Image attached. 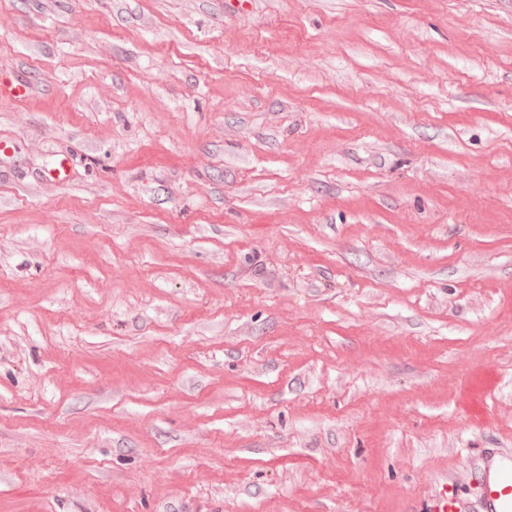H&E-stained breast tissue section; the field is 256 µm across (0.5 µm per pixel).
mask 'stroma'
Here are the masks:
<instances>
[{"instance_id":"obj_1","label":"stroma","mask_w":512,"mask_h":512,"mask_svg":"<svg viewBox=\"0 0 512 512\" xmlns=\"http://www.w3.org/2000/svg\"><path fill=\"white\" fill-rule=\"evenodd\" d=\"M0 75V512L476 501L512 0H0ZM467 510L454 482L447 475L424 500L420 512H467Z\"/></svg>"}]
</instances>
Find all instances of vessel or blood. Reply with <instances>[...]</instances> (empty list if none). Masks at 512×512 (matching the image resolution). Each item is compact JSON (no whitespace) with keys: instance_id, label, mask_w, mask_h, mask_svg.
<instances>
[{"instance_id":"1","label":"vessel or blood","mask_w":512,"mask_h":512,"mask_svg":"<svg viewBox=\"0 0 512 512\" xmlns=\"http://www.w3.org/2000/svg\"><path fill=\"white\" fill-rule=\"evenodd\" d=\"M481 512H512V451L488 449L471 458ZM420 512H467L451 478H443Z\"/></svg>"}]
</instances>
